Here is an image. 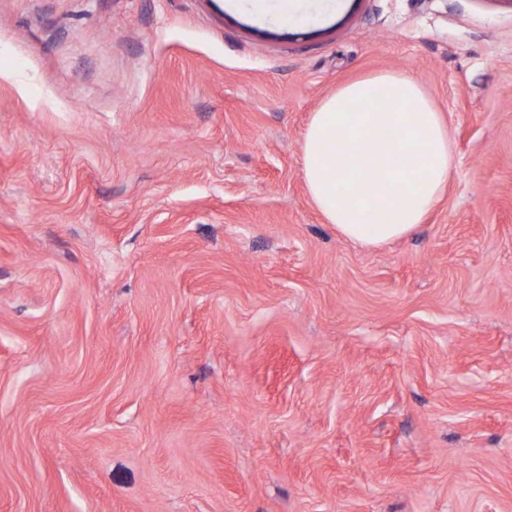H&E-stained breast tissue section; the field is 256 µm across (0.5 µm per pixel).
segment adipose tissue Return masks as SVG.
<instances>
[{
    "label": "adipose tissue",
    "mask_w": 512,
    "mask_h": 512,
    "mask_svg": "<svg viewBox=\"0 0 512 512\" xmlns=\"http://www.w3.org/2000/svg\"><path fill=\"white\" fill-rule=\"evenodd\" d=\"M456 161L448 125L408 75L339 87L313 112L302 175L341 236L379 246L411 235L442 197Z\"/></svg>",
    "instance_id": "ef3b65f1"
}]
</instances>
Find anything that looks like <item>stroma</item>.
I'll use <instances>...</instances> for the list:
<instances>
[{"label":"stroma","instance_id":"stroma-1","mask_svg":"<svg viewBox=\"0 0 512 512\" xmlns=\"http://www.w3.org/2000/svg\"><path fill=\"white\" fill-rule=\"evenodd\" d=\"M0 0V512H512V0ZM413 77L458 164L352 243L312 112Z\"/></svg>","mask_w":512,"mask_h":512}]
</instances>
